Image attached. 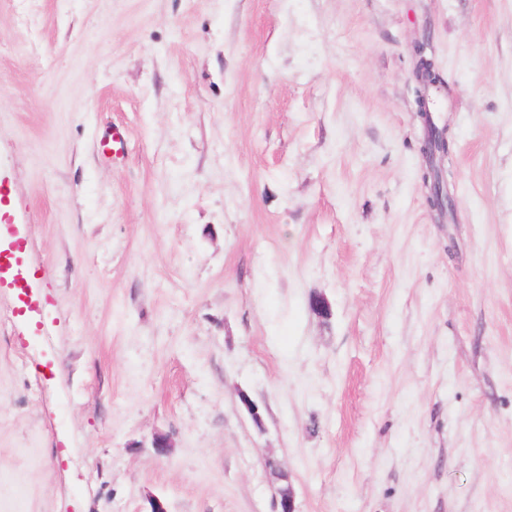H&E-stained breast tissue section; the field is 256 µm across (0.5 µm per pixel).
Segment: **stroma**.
<instances>
[{
	"instance_id": "obj_1",
	"label": "stroma",
	"mask_w": 512,
	"mask_h": 512,
	"mask_svg": "<svg viewBox=\"0 0 512 512\" xmlns=\"http://www.w3.org/2000/svg\"><path fill=\"white\" fill-rule=\"evenodd\" d=\"M0 183V512H512V0H0ZM425 51V46L423 42H416L414 45V54L416 57V63L413 71L414 79L416 82V85L421 88L420 93L417 97V112L420 116V118L424 121L425 125L428 126L431 123H433L432 115H431V109L430 104L433 103L432 96L434 94H441L445 92L446 86L440 87L439 84H425L421 77H417V65L420 59V55L423 56ZM432 91V92H431ZM421 154L424 159L423 169L427 174V180L423 182V185L427 189L429 206L435 211L453 208L454 202L453 197L449 193L448 182L432 165V159L437 155L436 152H434L433 156L424 152H421ZM0 242L7 232L11 241L7 247L10 248L8 254L0 248V286H8L19 290V298L26 308L33 310L37 307L33 300L31 285L23 275V253L26 248V240L20 224L4 223L2 216L0 219ZM16 261V263H15ZM20 261V263H18Z\"/></svg>"
}]
</instances>
